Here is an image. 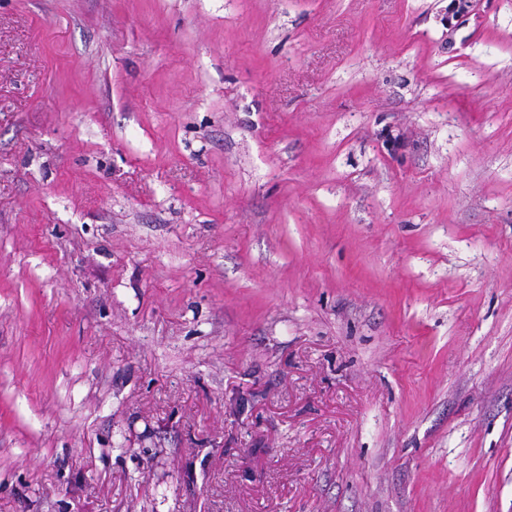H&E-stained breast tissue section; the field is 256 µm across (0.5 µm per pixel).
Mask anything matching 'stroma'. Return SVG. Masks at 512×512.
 Returning <instances> with one entry per match:
<instances>
[{
	"label": "stroma",
	"instance_id": "35a3bbf8",
	"mask_svg": "<svg viewBox=\"0 0 512 512\" xmlns=\"http://www.w3.org/2000/svg\"><path fill=\"white\" fill-rule=\"evenodd\" d=\"M0 0V512H512V0Z\"/></svg>",
	"mask_w": 512,
	"mask_h": 512
}]
</instances>
